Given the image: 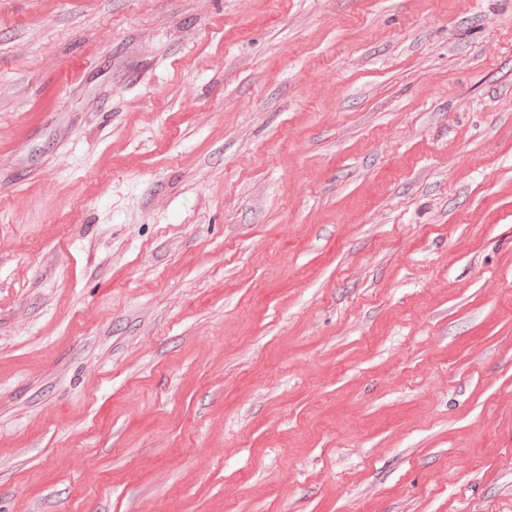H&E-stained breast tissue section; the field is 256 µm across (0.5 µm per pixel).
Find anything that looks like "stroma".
<instances>
[{"label": "stroma", "instance_id": "1", "mask_svg": "<svg viewBox=\"0 0 512 512\" xmlns=\"http://www.w3.org/2000/svg\"><path fill=\"white\" fill-rule=\"evenodd\" d=\"M0 512H512V0H0Z\"/></svg>", "mask_w": 512, "mask_h": 512}]
</instances>
